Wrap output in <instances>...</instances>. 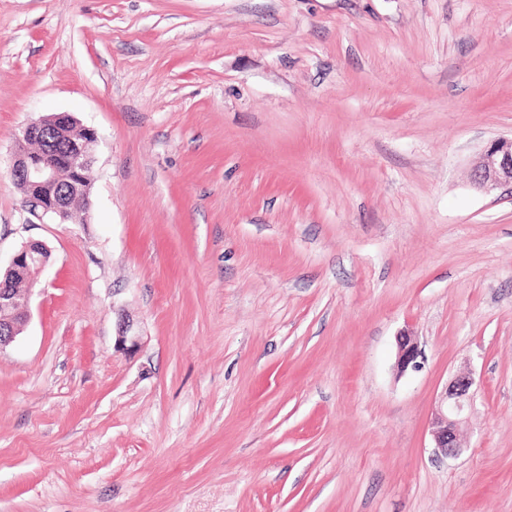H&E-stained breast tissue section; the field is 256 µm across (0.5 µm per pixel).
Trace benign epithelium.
Returning a JSON list of instances; mask_svg holds the SVG:
<instances>
[{
    "label": "benign epithelium",
    "mask_w": 512,
    "mask_h": 512,
    "mask_svg": "<svg viewBox=\"0 0 512 512\" xmlns=\"http://www.w3.org/2000/svg\"><path fill=\"white\" fill-rule=\"evenodd\" d=\"M84 137L77 140L73 131ZM44 140L46 152L35 155L27 143ZM97 131L81 124L69 113H59L49 120L26 125L16 138L7 174L25 190L23 207L32 216L61 222L69 220L70 207L78 202H92L86 192L84 173L92 166ZM473 186L484 192L509 186L512 188V138L498 140L480 156L473 169ZM49 249L40 241H28L15 252L0 279V352L16 342L29 320V303L38 276L49 265ZM26 284L13 288L16 279ZM134 324L122 319L118 324L115 345L128 350L138 344ZM422 349L415 336L401 333L397 338L396 369L404 374L417 371L422 364ZM475 384L469 375L457 376L445 384L431 422L434 453L442 458L455 457L461 451L459 433L467 414L473 409Z\"/></svg>",
    "instance_id": "benign-epithelium-1"
}]
</instances>
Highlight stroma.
<instances>
[{"label": "stroma", "mask_w": 512, "mask_h": 512, "mask_svg": "<svg viewBox=\"0 0 512 512\" xmlns=\"http://www.w3.org/2000/svg\"><path fill=\"white\" fill-rule=\"evenodd\" d=\"M60 112L92 208L34 224L7 167ZM511 137L512 0H0V267L51 251L0 512H512V194L470 182ZM422 349L415 336L401 333L397 338L396 369L398 374H404L409 369L417 371L422 366ZM475 380L470 375L456 376L443 387L431 422L434 453L442 458L455 457L461 451L459 433L467 414L473 409Z\"/></svg>", "instance_id": "stroma-1"}]
</instances>
